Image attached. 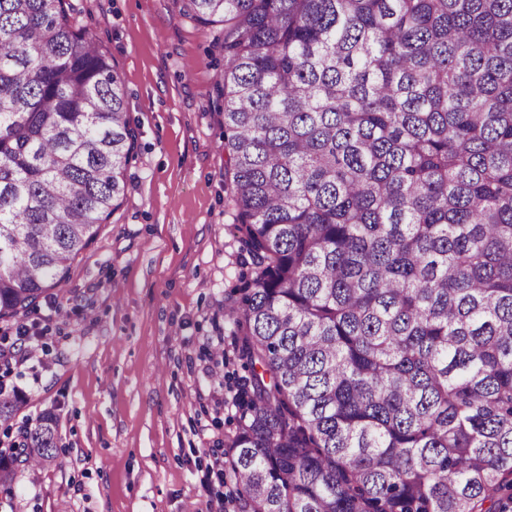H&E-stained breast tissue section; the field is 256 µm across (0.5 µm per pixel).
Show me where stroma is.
<instances>
[{
	"label": "stroma",
	"mask_w": 512,
	"mask_h": 512,
	"mask_svg": "<svg viewBox=\"0 0 512 512\" xmlns=\"http://www.w3.org/2000/svg\"><path fill=\"white\" fill-rule=\"evenodd\" d=\"M138 133L122 205L26 321L35 355L0 448L53 414L57 464L20 469L0 512H238L230 293L249 278L225 203L224 55L179 0H82ZM65 316H57V308Z\"/></svg>",
	"instance_id": "35a3bbf8"
}]
</instances>
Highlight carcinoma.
<instances>
[{
    "instance_id": "1",
    "label": "carcinoma",
    "mask_w": 512,
    "mask_h": 512,
    "mask_svg": "<svg viewBox=\"0 0 512 512\" xmlns=\"http://www.w3.org/2000/svg\"><path fill=\"white\" fill-rule=\"evenodd\" d=\"M181 3L224 54L252 266L225 310L244 512H512V0ZM83 13L0 0V319L125 195L136 133ZM56 459L46 414L0 448V496Z\"/></svg>"
}]
</instances>
